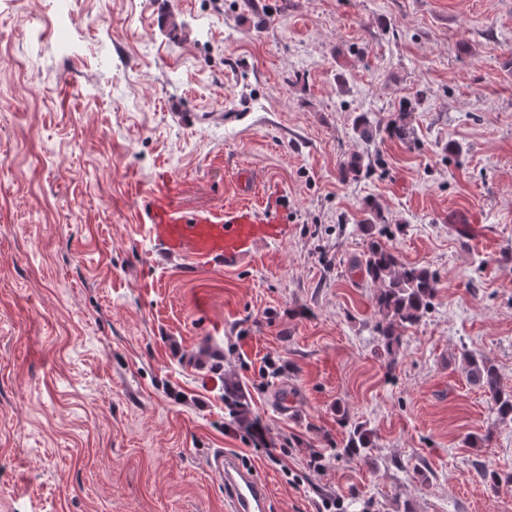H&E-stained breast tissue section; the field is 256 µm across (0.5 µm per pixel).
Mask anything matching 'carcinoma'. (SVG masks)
<instances>
[{"label": "carcinoma", "instance_id": "1", "mask_svg": "<svg viewBox=\"0 0 512 512\" xmlns=\"http://www.w3.org/2000/svg\"><path fill=\"white\" fill-rule=\"evenodd\" d=\"M408 116L407 112L397 113L384 129L373 125L365 113L356 116L354 122L356 130L367 141L383 133L390 140L405 143L411 135ZM366 211L369 217L363 220V224L368 243L363 253L362 265L377 288L373 297L374 307L379 315L377 331L384 341L386 367L390 370L402 345L403 332L419 323L430 312L438 285L435 277L426 268L401 262L379 239L383 231L376 230L377 223L381 220L376 205H367ZM462 369L468 383L482 390L488 397L497 419L512 420V388H505L492 360L483 353H466L462 356ZM224 403L229 413L245 429L255 426L249 402L231 381L224 382ZM374 447L372 431L367 426L358 424L349 432L343 452L350 457H367Z\"/></svg>", "mask_w": 512, "mask_h": 512}]
</instances>
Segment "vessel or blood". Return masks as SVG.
<instances>
[{
  "label": "vessel or blood",
  "instance_id": "obj_1",
  "mask_svg": "<svg viewBox=\"0 0 512 512\" xmlns=\"http://www.w3.org/2000/svg\"><path fill=\"white\" fill-rule=\"evenodd\" d=\"M169 177L133 183L130 192L147 206L148 235L166 254L193 262L236 267L262 243L286 237L288 226L274 206L241 204L221 212L187 211L167 192ZM210 465L224 487L226 512H269L270 492L255 469L233 455L216 452Z\"/></svg>",
  "mask_w": 512,
  "mask_h": 512
}]
</instances>
